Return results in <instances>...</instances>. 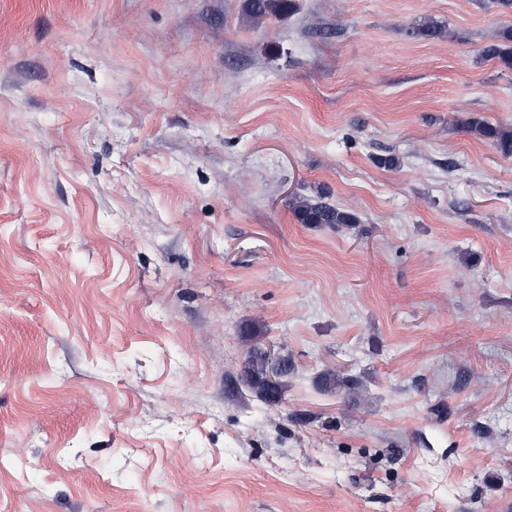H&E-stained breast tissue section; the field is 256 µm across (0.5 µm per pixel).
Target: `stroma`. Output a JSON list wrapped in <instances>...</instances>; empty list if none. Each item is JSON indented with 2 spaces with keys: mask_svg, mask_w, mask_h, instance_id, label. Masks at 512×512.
Returning a JSON list of instances; mask_svg holds the SVG:
<instances>
[{
  "mask_svg": "<svg viewBox=\"0 0 512 512\" xmlns=\"http://www.w3.org/2000/svg\"><path fill=\"white\" fill-rule=\"evenodd\" d=\"M295 4L0 0V512H512V9ZM247 11L250 17L262 20L270 15L293 11V0H247ZM470 128L481 137L492 140L501 154L512 155V131L479 121H473ZM324 194L315 198L298 197L292 202V211L300 224H336L348 226L358 223L355 212L339 208L324 201ZM247 366L244 370L246 382L255 388L260 394L261 398L269 403L278 401L281 393V381L272 384L266 376V360L262 352H253L247 361Z\"/></svg>",
  "mask_w": 512,
  "mask_h": 512,
  "instance_id": "stroma-1",
  "label": "stroma"
}]
</instances>
